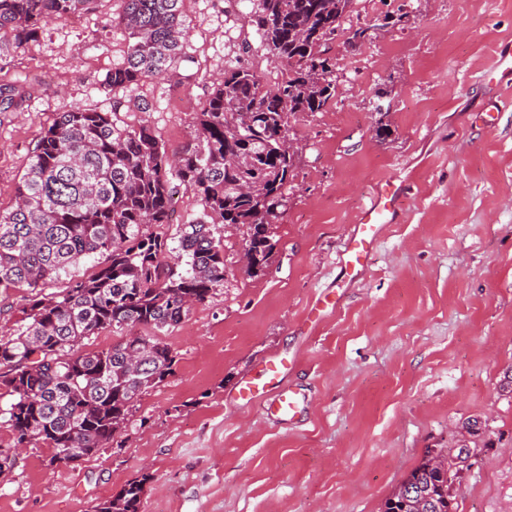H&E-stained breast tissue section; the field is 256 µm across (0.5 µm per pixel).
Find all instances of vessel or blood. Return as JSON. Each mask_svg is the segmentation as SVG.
Instances as JSON below:
<instances>
[{
	"label": "vessel or blood",
	"instance_id": "vessel-or-blood-1",
	"mask_svg": "<svg viewBox=\"0 0 512 512\" xmlns=\"http://www.w3.org/2000/svg\"><path fill=\"white\" fill-rule=\"evenodd\" d=\"M400 184H387L359 212L356 224L350 229L338 260L346 270L364 271L375 251L386 225L394 223L397 201L403 194ZM288 370L285 359L271 357L262 363L257 376L246 379L239 395L247 400L263 399L267 413L294 418L299 400L293 389L281 387V377Z\"/></svg>",
	"mask_w": 512,
	"mask_h": 512
}]
</instances>
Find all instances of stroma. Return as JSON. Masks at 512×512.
Wrapping results in <instances>:
<instances>
[{
	"instance_id": "35a3bbf8",
	"label": "stroma",
	"mask_w": 512,
	"mask_h": 512,
	"mask_svg": "<svg viewBox=\"0 0 512 512\" xmlns=\"http://www.w3.org/2000/svg\"><path fill=\"white\" fill-rule=\"evenodd\" d=\"M252 7L184 0V62L111 92L101 82L127 45L119 0L40 21L0 69V84L30 88L0 112V211L58 113L115 112L173 155L225 65L244 60L274 83L280 65ZM356 11L367 24L387 11L404 20L361 48L332 44L336 95L293 123L299 159L268 268L250 277L229 263L223 289L166 331L176 372L138 398L122 447L54 469L45 445L29 446L0 481V512H91L141 476V512H383L468 422L479 434L451 468L453 512H512V81L489 83L512 41V0H356ZM382 91L387 112L374 109ZM389 178L410 184L398 221L362 277L341 283L349 227ZM324 294L335 308L309 321ZM275 355L304 399L291 421L237 397Z\"/></svg>"
}]
</instances>
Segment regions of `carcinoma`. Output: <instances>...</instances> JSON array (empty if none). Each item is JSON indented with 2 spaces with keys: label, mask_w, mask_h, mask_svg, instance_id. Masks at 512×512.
I'll return each instance as SVG.
<instances>
[{
  "label": "carcinoma",
  "mask_w": 512,
  "mask_h": 512,
  "mask_svg": "<svg viewBox=\"0 0 512 512\" xmlns=\"http://www.w3.org/2000/svg\"><path fill=\"white\" fill-rule=\"evenodd\" d=\"M96 0H0V58L31 40L46 17L66 18ZM127 34L122 64L103 85L121 88L163 76L182 59L188 31L183 0H121ZM349 0H254L250 15L262 46L280 61L269 86L242 65L227 66L207 105L196 113V135L171 159L150 128L121 126L111 112L76 107L57 115L41 136L16 189L0 213V291L24 292L21 325L0 335V476L16 467L15 448L42 443L49 465L79 462L125 432L134 400L173 376L177 355L155 335L124 334L137 326H179L198 304L224 287V226L235 224L255 277L269 266L275 229L288 203L296 157L283 150L291 119L320 112L336 94V31L347 42L367 37L352 24ZM21 84L0 86V112L25 98ZM192 192L199 217L181 227L176 261L167 260L162 232L171 223L176 187ZM87 276L71 268L91 256ZM55 291L44 293L47 287ZM109 330L101 349L86 341ZM140 351L137 373L128 368ZM147 477L96 502L92 512H141ZM449 470L426 457L384 512H451Z\"/></svg>",
  "instance_id": "1"
}]
</instances>
